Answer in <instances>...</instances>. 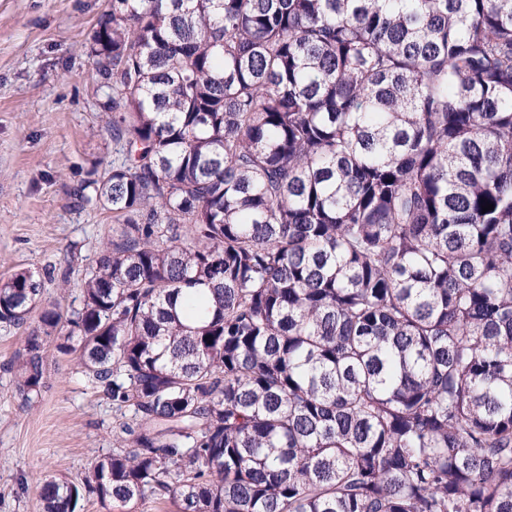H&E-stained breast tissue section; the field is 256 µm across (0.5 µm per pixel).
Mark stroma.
<instances>
[{
	"mask_svg": "<svg viewBox=\"0 0 512 512\" xmlns=\"http://www.w3.org/2000/svg\"><path fill=\"white\" fill-rule=\"evenodd\" d=\"M111 0H0V278L35 272L40 308L0 323V512H43L38 478L75 479L114 450L122 415L57 337L38 398L14 391L16 355L40 309L79 307L86 272L112 234V212L83 205L82 184L112 167V115L92 35Z\"/></svg>",
	"mask_w": 512,
	"mask_h": 512,
	"instance_id": "obj_1",
	"label": "stroma"
}]
</instances>
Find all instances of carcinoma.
<instances>
[{
  "label": "carcinoma",
  "instance_id": "1",
  "mask_svg": "<svg viewBox=\"0 0 512 512\" xmlns=\"http://www.w3.org/2000/svg\"><path fill=\"white\" fill-rule=\"evenodd\" d=\"M92 42L116 227L16 391L62 325L136 426L44 512H512V0H112Z\"/></svg>",
  "mask_w": 512,
  "mask_h": 512
}]
</instances>
